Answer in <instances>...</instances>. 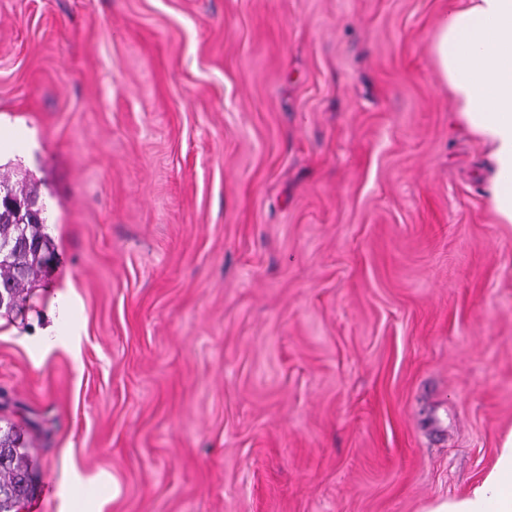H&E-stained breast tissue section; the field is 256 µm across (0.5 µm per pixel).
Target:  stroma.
I'll return each instance as SVG.
<instances>
[{"label":"stroma","instance_id":"35a3bbf8","mask_svg":"<svg viewBox=\"0 0 512 512\" xmlns=\"http://www.w3.org/2000/svg\"><path fill=\"white\" fill-rule=\"evenodd\" d=\"M446 0H0L19 512H426L512 434V224ZM43 226L32 221L25 208L21 213L0 208V312L13 311L27 301L26 291L44 266L37 254L48 253Z\"/></svg>","mask_w":512,"mask_h":512}]
</instances>
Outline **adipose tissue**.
Segmentation results:
<instances>
[{"label":"adipose tissue","mask_w":512,"mask_h":512,"mask_svg":"<svg viewBox=\"0 0 512 512\" xmlns=\"http://www.w3.org/2000/svg\"><path fill=\"white\" fill-rule=\"evenodd\" d=\"M432 54L459 119L488 148L491 208L512 224V0H448ZM428 512H512V439L468 494Z\"/></svg>","instance_id":"1"}]
</instances>
